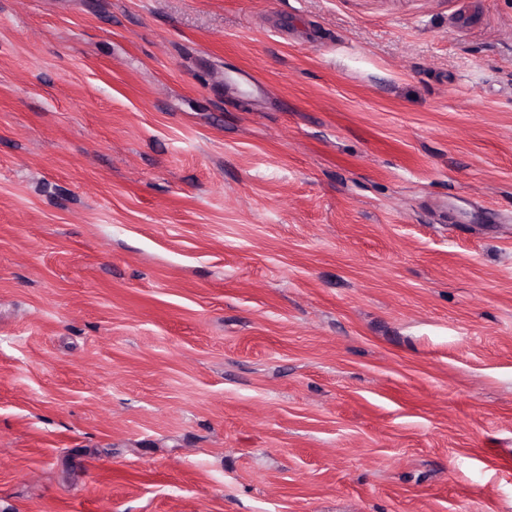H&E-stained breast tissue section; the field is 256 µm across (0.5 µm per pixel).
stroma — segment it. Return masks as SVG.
<instances>
[{"mask_svg":"<svg viewBox=\"0 0 512 512\" xmlns=\"http://www.w3.org/2000/svg\"><path fill=\"white\" fill-rule=\"evenodd\" d=\"M0 512H512V0H0Z\"/></svg>","mask_w":512,"mask_h":512,"instance_id":"obj_1","label":"stroma"}]
</instances>
